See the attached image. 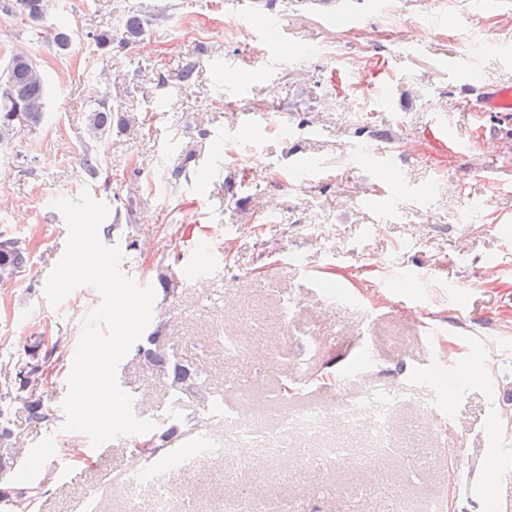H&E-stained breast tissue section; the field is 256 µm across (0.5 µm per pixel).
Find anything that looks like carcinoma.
Listing matches in <instances>:
<instances>
[{
  "label": "carcinoma",
  "mask_w": 512,
  "mask_h": 512,
  "mask_svg": "<svg viewBox=\"0 0 512 512\" xmlns=\"http://www.w3.org/2000/svg\"><path fill=\"white\" fill-rule=\"evenodd\" d=\"M20 13L35 24L41 22L48 7L47 0H16ZM144 20L138 16L128 17L124 30L120 33V43L129 44L142 34ZM45 109V85L37 63L25 53H15L4 71L0 73V147L10 144L15 137L26 130H32L43 122ZM112 108L102 104L89 112L86 122V135L94 139L110 130ZM29 263L26 246L14 240L12 247H0V282L11 281ZM52 352L44 349L38 338L25 348V358L15 370L14 376L0 386V437L9 435L8 415L12 407L20 404L34 421L50 425L52 410L44 404L42 387L45 380V364ZM146 357L168 379L174 401L184 395H192L198 402L209 407L213 404L212 395L204 386L200 372L189 363L173 355L147 350ZM177 431V422L153 435L156 451L146 460H163L175 463V458L166 448Z\"/></svg>",
  "instance_id": "cac0c4a2"
}]
</instances>
